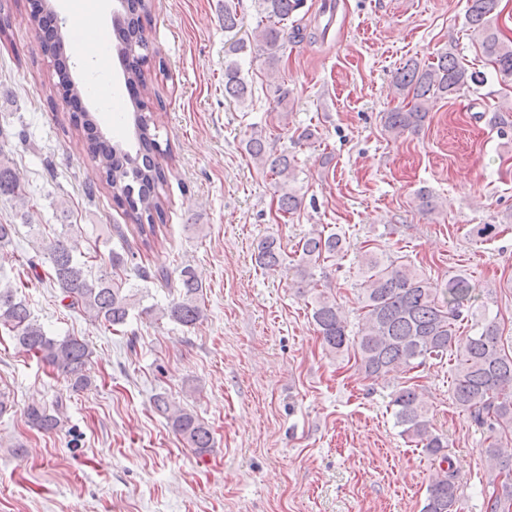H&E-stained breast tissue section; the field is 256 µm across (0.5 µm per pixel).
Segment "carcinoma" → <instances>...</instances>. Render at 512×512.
<instances>
[{"label":"carcinoma","mask_w":512,"mask_h":512,"mask_svg":"<svg viewBox=\"0 0 512 512\" xmlns=\"http://www.w3.org/2000/svg\"><path fill=\"white\" fill-rule=\"evenodd\" d=\"M260 20L254 30V42L267 55L278 60L284 47L288 21L304 7V0H257ZM499 0H467L466 23L478 39L483 54L498 72L512 77V42L501 41L492 27ZM150 0H126L122 16L115 19L118 36L117 55L124 63L126 82L149 90V48L143 37V20L149 16ZM241 23L235 0H224V30L232 31ZM43 55L61 57L66 53L62 33L41 42ZM482 74L466 68L457 56L445 52L437 62L421 64L410 61L395 74V84L409 107L383 115V127L393 137L406 132L416 134L428 116L427 104L435 97L446 98L461 87L477 84ZM252 95L251 87L241 76L236 60L224 62V97L244 103ZM128 109L133 116L134 147L117 142L104 147L95 136L86 138V150L102 171L112 197L127 203L134 229L143 247L153 249L159 243L165 213V175L155 161L160 150L157 126L144 113V101L134 97ZM245 151L252 160L268 168L275 177L277 212L281 217L293 215L302 204L295 188V166L286 154L271 153L263 130L252 128L245 140ZM17 198L28 206L16 172L0 152V197ZM76 224H62L54 237L42 241L41 250L49 265V278L60 291L68 309L106 327L123 325L130 312L140 304L139 288L126 286L120 272L126 269L129 255L111 249L108 267L92 279L87 274L88 261L75 254L72 239ZM345 251L336 234L319 230L308 234L296 260L295 273L302 293L315 289L312 267L335 258ZM287 255L280 241L266 236L256 244V262L260 269L275 272L286 265ZM367 279L362 292L361 326L348 329L336 299L317 292L310 303L311 319L322 345L330 354L353 352L359 368L367 377H386L398 371H411L449 352H455L452 398L468 412L474 423L487 433L489 444L482 449L490 463L487 512H512V350L505 348L497 317L483 314L471 324V335L463 347L455 349L463 322L474 318L479 297L476 285L465 276H455L442 285L434 284L423 273L406 264L384 263L377 255H365ZM176 298L165 308L153 305L140 314L156 321L167 318L183 327H191L204 316L203 285L188 267L180 270L176 280ZM7 329L17 342L44 364L63 374L75 389L91 384L87 366L91 351L86 342L72 336H50L34 317L28 302L17 295V288L0 280V328ZM155 412L170 424L180 439L199 455L213 448L211 430L191 411L163 394L153 398ZM389 407L401 434L422 446L439 460V470L428 485L421 512H461L455 470L448 454V441L437 433L428 417L427 401L415 385H403L391 394ZM63 402L29 405L24 410L27 424L43 432H53L61 424Z\"/></svg>","instance_id":"cac0c4a2"}]
</instances>
